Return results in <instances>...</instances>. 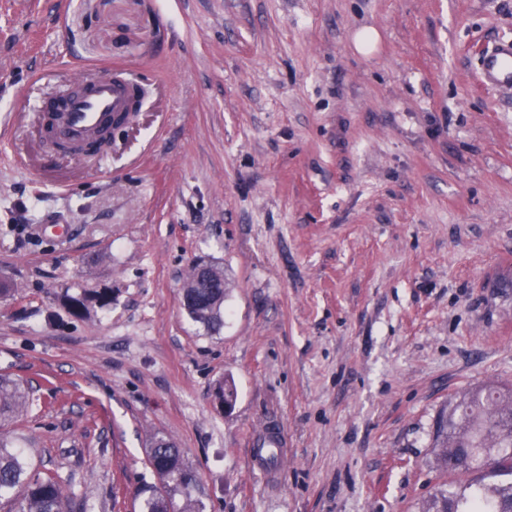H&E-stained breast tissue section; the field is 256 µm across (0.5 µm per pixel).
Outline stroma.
I'll list each match as a JSON object with an SVG mask.
<instances>
[{
    "label": "stroma",
    "mask_w": 512,
    "mask_h": 512,
    "mask_svg": "<svg viewBox=\"0 0 512 512\" xmlns=\"http://www.w3.org/2000/svg\"><path fill=\"white\" fill-rule=\"evenodd\" d=\"M508 38L512 0H0V372L69 500L139 512L162 434L206 512H421L440 410L512 385V89L479 78ZM111 68L145 93L130 125L48 148L38 101ZM199 260L216 334L181 305ZM83 289L111 305L73 316ZM213 269L211 281L214 288H209L207 285H203L202 288H182L186 289V292L194 294L193 302L184 308L187 315L211 332L218 333L224 325L222 310L226 295V280L222 269L215 266ZM251 446L250 466L258 468L266 479H270L275 469L269 464L277 465L288 455V438L280 423L275 420L266 421L260 432L254 435Z\"/></svg>",
    "instance_id": "1"
}]
</instances>
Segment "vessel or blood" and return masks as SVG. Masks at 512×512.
<instances>
[{
	"mask_svg": "<svg viewBox=\"0 0 512 512\" xmlns=\"http://www.w3.org/2000/svg\"><path fill=\"white\" fill-rule=\"evenodd\" d=\"M481 80L493 87L512 88V42L505 40L481 60ZM140 89L117 76L105 79L76 77L68 87L46 95L37 110L43 117L42 132L52 142L74 151L90 147L112 128V119L135 112ZM288 454V438L280 423L266 421L252 439L251 467L272 476V467Z\"/></svg>",
	"mask_w": 512,
	"mask_h": 512,
	"instance_id": "b4317fda",
	"label": "vessel or blood"
}]
</instances>
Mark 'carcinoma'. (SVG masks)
<instances>
[{
	"instance_id": "1",
	"label": "carcinoma",
	"mask_w": 512,
	"mask_h": 512,
	"mask_svg": "<svg viewBox=\"0 0 512 512\" xmlns=\"http://www.w3.org/2000/svg\"><path fill=\"white\" fill-rule=\"evenodd\" d=\"M213 287L189 288L187 315L217 333L224 325V271L214 268ZM68 310L83 316L112 304V291L65 294ZM38 406L32 387L0 374V506L7 512H71L59 476L37 464L8 430ZM435 468L443 477L422 512H512V386L478 387L438 417ZM147 464L157 485L140 492L139 512H205L197 473L171 439L150 438Z\"/></svg>"
}]
</instances>
